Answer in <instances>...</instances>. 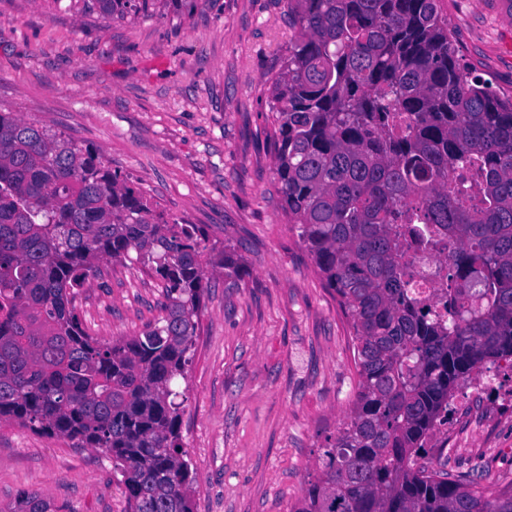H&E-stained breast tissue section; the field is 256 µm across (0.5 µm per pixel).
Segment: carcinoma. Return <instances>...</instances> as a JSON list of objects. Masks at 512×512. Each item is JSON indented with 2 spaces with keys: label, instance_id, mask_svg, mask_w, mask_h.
I'll return each mask as SVG.
<instances>
[{
  "label": "carcinoma",
  "instance_id": "cac0c4a2",
  "mask_svg": "<svg viewBox=\"0 0 512 512\" xmlns=\"http://www.w3.org/2000/svg\"><path fill=\"white\" fill-rule=\"evenodd\" d=\"M150 2L96 5L124 19ZM442 2L288 0L274 172L361 367L297 512H512V489L414 467L454 390L512 362V94L461 66ZM204 236L165 221L95 149L0 112V422L112 454L128 512H192L172 383L192 359ZM422 242L447 260L446 297L411 288ZM132 250L165 282L164 314L103 342L74 289ZM218 265L240 276L234 254ZM10 512L59 510L24 493Z\"/></svg>",
  "mask_w": 512,
  "mask_h": 512
}]
</instances>
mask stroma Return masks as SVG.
Returning <instances> with one entry per match:
<instances>
[{
    "mask_svg": "<svg viewBox=\"0 0 512 512\" xmlns=\"http://www.w3.org/2000/svg\"><path fill=\"white\" fill-rule=\"evenodd\" d=\"M471 75L512 91V0H444ZM294 39L287 0H207L135 19L94 0H0V111L97 149L169 223L203 228L241 279L208 271L192 362L175 382L194 512H295L348 420L359 381L336 293L282 209L271 80ZM76 311L105 341L162 315L164 283L139 261L101 263ZM473 375L427 443L432 470L512 487V369ZM62 512H127L110 454L0 423V512L20 493Z\"/></svg>",
    "mask_w": 512,
    "mask_h": 512,
    "instance_id": "obj_1",
    "label": "stroma"
}]
</instances>
